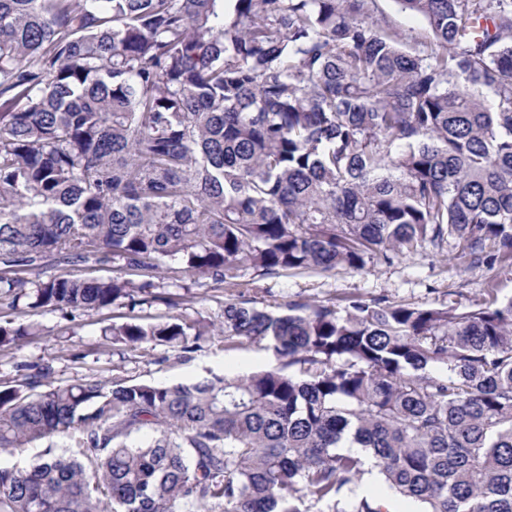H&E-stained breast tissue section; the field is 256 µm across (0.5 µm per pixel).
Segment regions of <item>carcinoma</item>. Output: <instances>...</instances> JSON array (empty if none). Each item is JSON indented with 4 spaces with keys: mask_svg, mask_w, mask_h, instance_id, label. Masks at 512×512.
<instances>
[{
    "mask_svg": "<svg viewBox=\"0 0 512 512\" xmlns=\"http://www.w3.org/2000/svg\"><path fill=\"white\" fill-rule=\"evenodd\" d=\"M395 2L427 23L422 49L376 0H0V297L176 308L155 280L450 240L474 266L511 261L512 0ZM89 262L143 281L44 277ZM279 309L109 328L180 361L217 332L280 361L243 376L54 386L20 365L0 455L78 451L0 466V512H389L356 494L369 476L417 512H512V297ZM31 335L0 324V348ZM46 448H52L57 453H65L67 455H70L76 451V448L72 447V443L69 439L54 437V438L43 440L41 442L36 443L33 447L28 448V450L22 455H16V456L2 455L0 457V462H2V463H17L20 466H24L29 462L30 459L39 455Z\"/></svg>",
    "mask_w": 512,
    "mask_h": 512,
    "instance_id": "1",
    "label": "carcinoma"
}]
</instances>
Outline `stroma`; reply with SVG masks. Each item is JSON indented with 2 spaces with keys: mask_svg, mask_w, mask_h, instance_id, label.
<instances>
[{
  "mask_svg": "<svg viewBox=\"0 0 512 512\" xmlns=\"http://www.w3.org/2000/svg\"><path fill=\"white\" fill-rule=\"evenodd\" d=\"M376 7L378 14L400 33L407 49L418 48L427 37L426 22L401 11L395 0H376ZM184 283L195 301L183 307H114L72 321L58 311L29 308L20 314L8 300H0V320L32 324L39 330L34 338L26 337L0 349V386L15 380L16 366L21 362L51 364L50 381L55 385L89 376L107 381L119 376L167 385L211 373L233 376L270 369L276 367L277 360L261 344L246 343L228 350L223 337L215 336L203 341L193 359L184 363L171 359L168 344L151 341L131 349L112 344L102 331L133 319L154 323L174 315L191 320L202 314L217 321L225 300L240 294L256 298L270 309L286 297L338 303L348 296L367 300L385 297L417 308L476 306L484 302L491 287L497 289L499 297H512V264L474 266L448 244L440 251L427 246L388 261L377 257L360 270L339 267L327 273H288L263 279L245 272L236 283L221 286H199L188 276Z\"/></svg>",
  "mask_w": 512,
  "mask_h": 512,
  "instance_id": "stroma-1",
  "label": "stroma"
}]
</instances>
